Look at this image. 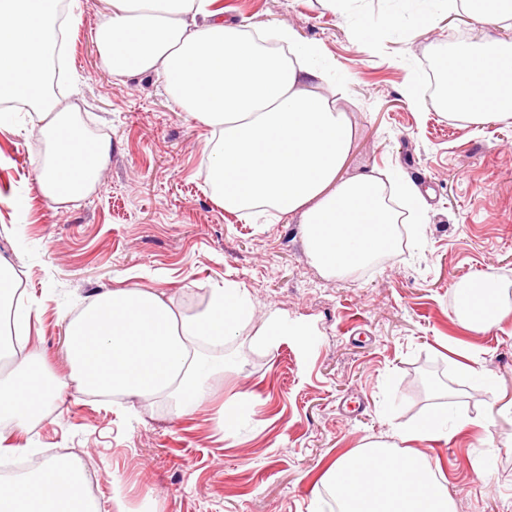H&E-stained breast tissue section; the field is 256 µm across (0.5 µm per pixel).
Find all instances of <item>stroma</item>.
Segmentation results:
<instances>
[{"label":"stroma","instance_id":"obj_1","mask_svg":"<svg viewBox=\"0 0 512 512\" xmlns=\"http://www.w3.org/2000/svg\"><path fill=\"white\" fill-rule=\"evenodd\" d=\"M226 20L284 24L319 45L336 75L322 84L347 113L354 140L343 174H398L423 194L427 219L406 226L393 249L341 277L310 261L298 216L249 224L226 212L207 181L208 131L186 120L159 78H112L98 56L101 0H73L62 105L79 129L106 137L112 155L95 189L63 205L36 189L42 163L32 109L16 108L0 131V258L14 267L37 312L30 346L58 376L69 373L66 324L105 289L164 294L186 316L207 309L225 282L245 288L252 320L224 350L233 366L210 398L178 415L165 399L129 402L68 389L52 415L13 431L24 473L75 452L110 507L120 480L136 506L153 489L163 512H337L319 485L336 458L446 407L472 426L440 442H413L438 467L456 512H512V119L476 128L444 116L430 74L460 48L494 56L512 49V26L488 28L445 0H217ZM493 278L509 313L474 332L457 316L459 291ZM281 310L304 333L265 347L256 338ZM494 377L473 383L463 360ZM240 426L217 425L225 404Z\"/></svg>","mask_w":512,"mask_h":512}]
</instances>
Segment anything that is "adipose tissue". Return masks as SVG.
I'll return each instance as SVG.
<instances>
[{"mask_svg":"<svg viewBox=\"0 0 512 512\" xmlns=\"http://www.w3.org/2000/svg\"><path fill=\"white\" fill-rule=\"evenodd\" d=\"M95 33L113 78L158 75L187 119L211 133L207 179L215 200L245 220L299 214L311 262L341 276L391 248L400 214L383 201L386 187L368 172L343 178L352 148L345 112L319 91L325 72L316 44L277 27L279 52L241 25L225 22L214 0H102ZM61 0H0V101H20L40 118L45 161L36 183L52 203L73 202L97 184L112 153L110 139L91 140L71 107L48 89L57 49ZM459 121L477 125L512 117V53L460 51L453 58ZM479 315L473 331L501 321L505 307L491 278L466 282ZM246 289L226 285L209 308L177 312L153 290L131 287L97 294L68 321L69 380L52 377L28 346L33 308L22 301L11 267L0 260V440L6 428L45 419L70 382L85 392L173 399L179 414L207 400L210 380L232 361L221 350L249 323ZM437 416L393 431L394 443L370 441L336 459L322 479L340 512H456L453 499L410 441H437L464 430ZM87 479L72 458L54 457L29 473L0 480V512H101L86 498Z\"/></svg>","mask_w":512,"mask_h":512,"instance_id":"1","label":"adipose tissue"}]
</instances>
